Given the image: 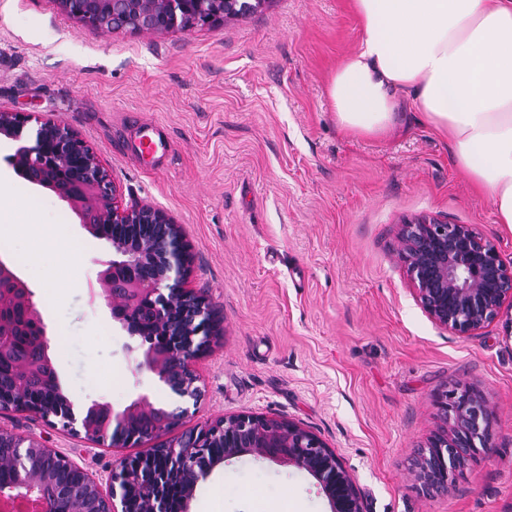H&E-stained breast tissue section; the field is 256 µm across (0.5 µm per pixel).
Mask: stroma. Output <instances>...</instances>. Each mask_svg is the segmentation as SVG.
Returning <instances> with one entry per match:
<instances>
[{
  "label": "stroma",
  "instance_id": "35a3bbf8",
  "mask_svg": "<svg viewBox=\"0 0 512 512\" xmlns=\"http://www.w3.org/2000/svg\"><path fill=\"white\" fill-rule=\"evenodd\" d=\"M361 32L349 0H263L189 31L106 33L55 0H0V110L79 132L103 159L122 205L148 204L180 225L187 288L215 305L222 334L195 363L185 400L141 368L140 337L93 295L111 244L53 193L8 164L0 137V237L41 257L54 285L30 279L62 394L75 410L138 397L187 409V426L237 413L289 418L336 449L368 512H512V303L474 336L433 323L394 248L422 215L470 224L512 261V229L457 172L447 140L404 102L384 138L343 134L326 95ZM154 122L172 153L131 157ZM469 385L490 400L494 446L445 494L411 477L436 432L437 402ZM0 428L66 455L92 477L149 443L95 446L27 413ZM190 512H330L307 473L250 455L214 468ZM29 232V250L28 255L33 258L34 269L33 274L37 276L43 275L41 271V247L43 240L49 236L50 232L46 225L32 222L28 224Z\"/></svg>",
  "mask_w": 512,
  "mask_h": 512
}]
</instances>
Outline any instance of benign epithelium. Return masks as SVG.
I'll return each mask as SVG.
<instances>
[{
	"label": "benign epithelium",
	"mask_w": 512,
	"mask_h": 512,
	"mask_svg": "<svg viewBox=\"0 0 512 512\" xmlns=\"http://www.w3.org/2000/svg\"><path fill=\"white\" fill-rule=\"evenodd\" d=\"M68 17L97 30L167 32L211 25L238 14L225 0H55ZM28 116L0 111V136L19 142L9 164L29 183L65 201L80 223L112 245L97 284L112 319L134 336L161 337L159 350L143 351L140 366L158 376L175 394L195 400L198 378L192 362L204 353L220 327L208 299L184 287L191 255L180 226L161 208L122 207L110 173L77 131L47 118L35 129L33 145L22 143ZM162 244L163 272L153 274L145 257ZM395 250L413 284L414 298L437 325L458 336H472L492 323L512 300V264L471 224H448L419 217L398 225ZM41 322L32 293L13 269L0 261V353L9 349L15 312ZM438 431L417 458L412 476L429 492H446L477 456L493 447L494 408L480 391H449L438 402ZM22 412L55 419L62 429L100 445L109 434L128 446L127 431L148 419L147 454L122 461L106 481L89 477L66 456L37 440H24L0 428V457L8 458L13 480L0 485V507L27 512H129L139 497L144 512H170L164 484L178 480L184 493L181 512H189L198 484L216 466L251 455L306 472L327 498L330 512H367L354 476L340 455L318 434L290 419L239 413L176 438L168 431L182 417L146 397L120 411L94 402L80 413L56 390L25 398ZM62 469L72 480L50 482Z\"/></svg>",
	"instance_id": "obj_1"
}]
</instances>
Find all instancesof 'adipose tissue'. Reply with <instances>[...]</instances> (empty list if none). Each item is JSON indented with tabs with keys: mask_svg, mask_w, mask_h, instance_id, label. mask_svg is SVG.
<instances>
[{
	"mask_svg": "<svg viewBox=\"0 0 512 512\" xmlns=\"http://www.w3.org/2000/svg\"><path fill=\"white\" fill-rule=\"evenodd\" d=\"M351 2L361 41L326 86L338 128L383 136L411 95L498 223L512 227V0Z\"/></svg>",
	"mask_w": 512,
	"mask_h": 512,
	"instance_id": "ef3b65f1",
	"label": "adipose tissue"
}]
</instances>
